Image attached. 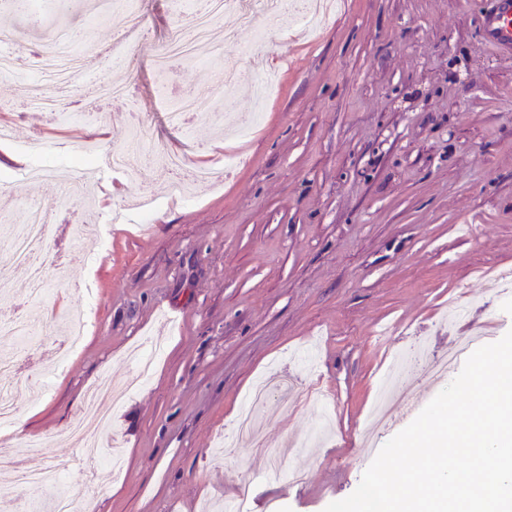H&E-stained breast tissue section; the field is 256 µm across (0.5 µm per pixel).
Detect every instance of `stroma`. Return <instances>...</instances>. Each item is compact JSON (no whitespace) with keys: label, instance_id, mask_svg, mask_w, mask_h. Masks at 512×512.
Instances as JSON below:
<instances>
[{"label":"stroma","instance_id":"1","mask_svg":"<svg viewBox=\"0 0 512 512\" xmlns=\"http://www.w3.org/2000/svg\"><path fill=\"white\" fill-rule=\"evenodd\" d=\"M48 0L30 13L0 6V28L28 52L53 35L38 28ZM495 0H336L312 28L289 26L257 53L256 25H213L223 66L244 79L227 98L211 68L175 57L153 66L156 47L189 33L198 0H136L141 32L121 66L109 51L126 19L94 22L75 6L70 29L84 34V66L62 92L59 116L27 107L43 79L29 60L0 81L10 140L0 142V222L18 224L37 201L60 254L48 263L49 290L35 312L47 326L22 375L13 431L0 448L35 436L63 474L76 512H199L253 478L250 512H324L351 495L373 460L360 435L384 394L388 368L409 348L429 358L483 331L484 343L512 330V294L488 286L491 269H512V46L485 28ZM280 72L249 135L227 139L222 115L256 105L258 60ZM127 82L105 100L100 80ZM189 92L212 107L187 132L166 120L169 98ZM165 153L206 164L227 153L239 166L219 185L173 191L158 170L139 187L102 169V153L126 146L134 125ZM38 143L41 153L26 145ZM43 163L54 181L16 179ZM77 188L100 218L94 248L74 244L81 210L60 206ZM157 207L142 226L112 220L114 205ZM95 279L92 326L64 366L53 328L80 304L76 283ZM322 383L332 417L318 402L289 404L263 417L260 438L284 452L285 470L304 484L267 481L264 454L235 444L231 425L267 372ZM129 385L102 433L120 469L89 460L66 436L87 393ZM385 444L440 392L428 373H404Z\"/></svg>","mask_w":512,"mask_h":512}]
</instances>
